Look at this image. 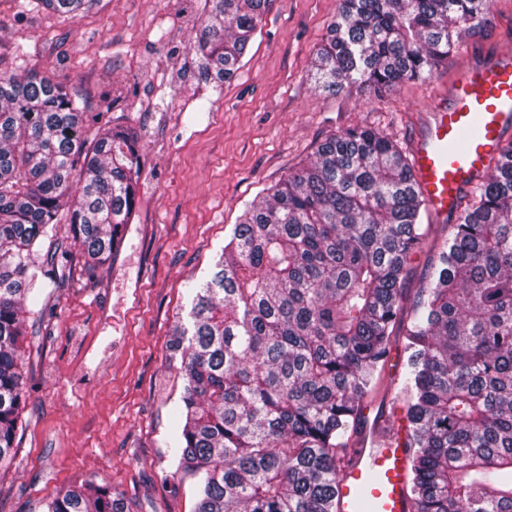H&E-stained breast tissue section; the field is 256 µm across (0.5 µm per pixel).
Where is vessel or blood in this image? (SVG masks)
<instances>
[{"label":"vessel or blood","mask_w":512,"mask_h":512,"mask_svg":"<svg viewBox=\"0 0 512 512\" xmlns=\"http://www.w3.org/2000/svg\"><path fill=\"white\" fill-rule=\"evenodd\" d=\"M433 113L413 144V165L430 209L445 217L512 143V53L465 67ZM407 457L400 433L352 449L336 484L340 512H411Z\"/></svg>","instance_id":"vessel-or-blood-1"}]
</instances>
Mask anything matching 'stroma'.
<instances>
[{
	"label": "stroma",
	"mask_w": 512,
	"mask_h": 512,
	"mask_svg": "<svg viewBox=\"0 0 512 512\" xmlns=\"http://www.w3.org/2000/svg\"><path fill=\"white\" fill-rule=\"evenodd\" d=\"M204 3L100 0L70 18L35 0H0V74L35 70L62 83L90 129H136L142 162L117 257L93 275L73 261L28 304L26 404L15 453L0 467V512H47L60 489L89 482L111 483L131 512H193L199 478L164 482L185 385L167 346L245 207L327 136L369 126L410 150L461 67L512 49V0H494L488 34L430 79L332 94L318 88L313 62L340 0H273L242 68L218 85L200 79L190 47ZM421 224L426 238L402 287L407 309L452 221L429 212ZM407 363L396 336L359 436L385 433L391 411L405 410Z\"/></svg>",
	"instance_id": "stroma-1"
}]
</instances>
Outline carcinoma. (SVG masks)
I'll return each instance as SVG.
<instances>
[{
  "label": "carcinoma",
  "mask_w": 512,
  "mask_h": 512,
  "mask_svg": "<svg viewBox=\"0 0 512 512\" xmlns=\"http://www.w3.org/2000/svg\"><path fill=\"white\" fill-rule=\"evenodd\" d=\"M96 0H40L77 15ZM271 0H206L192 49L222 83ZM493 0H341L315 59L319 87L388 90L426 80L481 35ZM136 131L88 138L67 89L0 75V462L25 392L23 309L71 261L42 241L66 216L88 271L115 254L141 173ZM427 210L406 153L371 127L324 139L310 164L240 216L174 330L186 380L165 481L203 476L194 512H337L348 433L385 363L408 259ZM413 512H512V145L475 188L420 288L405 333ZM188 345H183V342ZM48 512H130L112 484L60 490Z\"/></svg>",
  "instance_id": "carcinoma-1"
}]
</instances>
